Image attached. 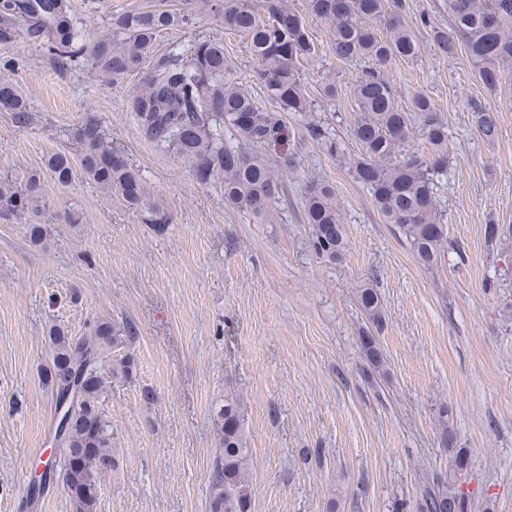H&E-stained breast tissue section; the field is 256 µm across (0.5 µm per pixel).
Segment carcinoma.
<instances>
[{"label":"carcinoma","mask_w":512,"mask_h":512,"mask_svg":"<svg viewBox=\"0 0 512 512\" xmlns=\"http://www.w3.org/2000/svg\"><path fill=\"white\" fill-rule=\"evenodd\" d=\"M266 13L253 0H183L178 8L158 3L127 10L112 18V36L88 43L81 19L70 0H0V46L5 48L21 33L44 38L42 49L64 65L86 55L98 78L119 83L134 73L140 85L125 101L141 130L157 144L188 162L201 185H224V202L256 218L275 205L282 192L270 153L280 154L285 142V112H308L303 62L316 56L303 15L324 21L332 30L328 49L342 62L364 59L369 68L357 80L354 94L358 113L350 129L358 154L345 157V148L320 123L304 126V133L325 153L345 159L354 179L366 187L377 212L395 225L418 261L438 262L446 248L443 212L435 199L437 177L448 165V124L430 98L417 93L412 108L399 106L396 92L385 76L392 61L417 57L420 46L401 22V0H304L305 13L288 0H264ZM220 19L224 29L248 40L256 75L274 106L263 110L250 92L236 81L224 56V41L194 39L179 51L154 58L161 33L188 28L196 9ZM449 27L433 28V45L442 56L466 53L476 64L483 86L496 90L512 65V0H448ZM383 24L375 28L372 22ZM15 122L29 123L26 101L15 83L0 80V112ZM422 119L426 151L407 153L402 145L412 128V113ZM471 120L486 140L498 136L492 110L473 103ZM233 132L237 146L224 145V129ZM70 137L78 159L56 152L45 170L22 177L0 176V216L37 218L45 210L41 174L68 186L81 178L102 192L137 207L146 187L129 157L112 144L99 120L88 114L73 127ZM305 222L311 226L313 248L329 261L348 249L345 225L337 204L336 187L312 181L304 196ZM359 302L375 327L382 320L381 296L364 288ZM137 338V326L128 320L90 323L89 333L72 336L50 331L52 355L41 372L55 395L54 407L69 397L64 433H54L56 454L44 463L39 479L30 483L29 502L47 490L55 476L71 500L73 512H95L99 476L113 465L112 425L101 408L107 381L100 362ZM372 364L381 355L372 333L361 336ZM212 425L219 444L213 464L210 512H251L253 483L249 468L252 449L244 430L240 393L226 389L224 399L212 406ZM442 444L448 448V475L443 490L426 493L424 512H472L473 493L463 489L470 468L467 452L456 447L454 428L443 421Z\"/></svg>","instance_id":"obj_1"}]
</instances>
